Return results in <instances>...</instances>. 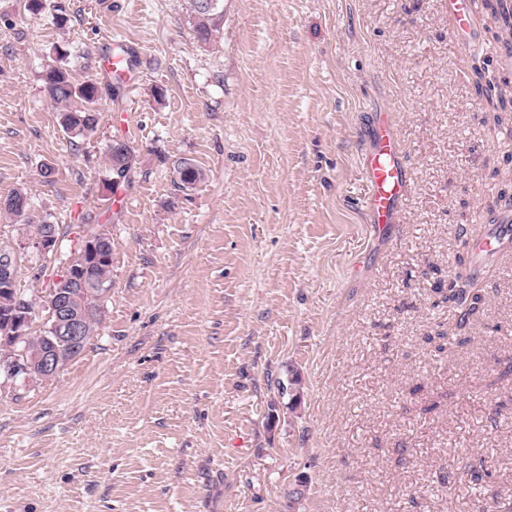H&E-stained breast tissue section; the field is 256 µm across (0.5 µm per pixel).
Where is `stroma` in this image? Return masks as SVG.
<instances>
[{"label": "stroma", "instance_id": "1", "mask_svg": "<svg viewBox=\"0 0 512 512\" xmlns=\"http://www.w3.org/2000/svg\"><path fill=\"white\" fill-rule=\"evenodd\" d=\"M223 5L203 40L190 0H0V197L23 190L65 233L18 288L43 294L84 225L112 234L97 336L50 381L0 390V512H512V262L466 345L424 341L451 321L433 286L460 226L488 229L512 195V116L475 89L502 75L493 19L463 50L448 0ZM116 40L137 76L112 96ZM56 65L103 90L90 138L59 123ZM381 107L410 184L377 237L359 157ZM116 139L135 162L110 194ZM182 160L203 173L184 188Z\"/></svg>", "mask_w": 512, "mask_h": 512}]
</instances>
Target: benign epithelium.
Returning <instances> with one entry per match:
<instances>
[{
    "label": "benign epithelium",
    "instance_id": "7a95c632",
    "mask_svg": "<svg viewBox=\"0 0 512 512\" xmlns=\"http://www.w3.org/2000/svg\"><path fill=\"white\" fill-rule=\"evenodd\" d=\"M61 236L50 232L31 242L40 254L46 255L58 248ZM84 261L80 265L66 266L57 278L58 288L49 289L40 300L41 324L39 329L54 332L46 337L47 343L37 351H29L26 341L33 329L34 319L22 307L24 300L16 288L18 265L0 262V292L13 297L6 329L0 331V346L10 349L11 355L0 357V388L5 386L29 387L52 379L64 364L81 353L87 339L85 321L94 309L85 304L88 289L84 284L88 269L108 254L106 242L94 236H85L81 244Z\"/></svg>",
    "mask_w": 512,
    "mask_h": 512
}]
</instances>
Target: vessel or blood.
Instances as JSON below:
<instances>
[{
	"label": "vessel or blood",
	"mask_w": 512,
	"mask_h": 512,
	"mask_svg": "<svg viewBox=\"0 0 512 512\" xmlns=\"http://www.w3.org/2000/svg\"><path fill=\"white\" fill-rule=\"evenodd\" d=\"M450 34L461 48H470L478 38L482 20L472 0H448ZM105 73L117 72L134 78L133 54L127 44H119L117 53L102 57ZM367 183L365 201L375 233H382L399 221L401 203L409 186V173L396 132L393 115L383 110L372 115L368 145L360 158ZM474 251L484 262L512 256V207L502 208L493 227L475 235Z\"/></svg>",
	"instance_id": "1"
}]
</instances>
